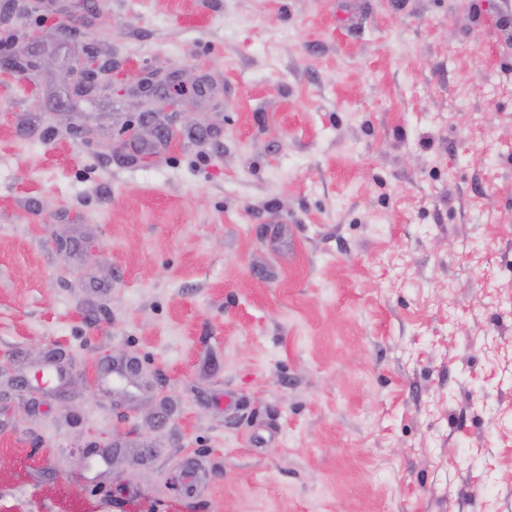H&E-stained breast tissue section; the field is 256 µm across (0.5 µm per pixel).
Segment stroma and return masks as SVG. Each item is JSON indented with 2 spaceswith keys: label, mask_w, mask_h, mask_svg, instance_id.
Instances as JSON below:
<instances>
[{
  "label": "stroma",
  "mask_w": 512,
  "mask_h": 512,
  "mask_svg": "<svg viewBox=\"0 0 512 512\" xmlns=\"http://www.w3.org/2000/svg\"><path fill=\"white\" fill-rule=\"evenodd\" d=\"M24 44L0 512H512V0H0ZM126 77L144 97L150 113L167 112L177 105L178 101L174 96L157 94L153 84L141 78L136 71L127 72Z\"/></svg>",
  "instance_id": "obj_1"
}]
</instances>
